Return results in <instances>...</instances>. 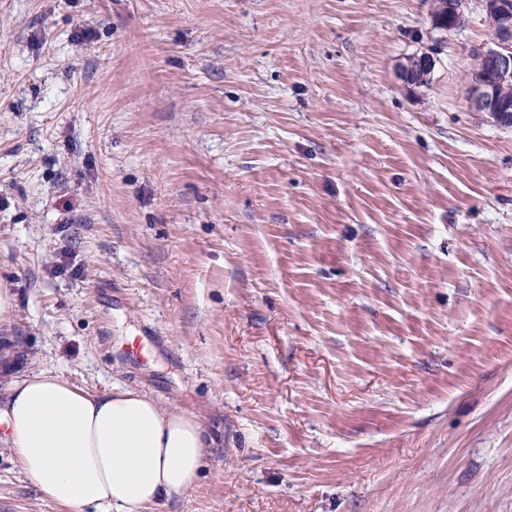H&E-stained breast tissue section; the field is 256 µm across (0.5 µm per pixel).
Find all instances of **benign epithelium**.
<instances>
[{"label":"benign epithelium","instance_id":"obj_1","mask_svg":"<svg viewBox=\"0 0 512 512\" xmlns=\"http://www.w3.org/2000/svg\"><path fill=\"white\" fill-rule=\"evenodd\" d=\"M486 12L494 14L492 46L478 48L474 76L469 79L468 102L472 111L485 112L497 121L509 111L503 102V89L512 86V0H484ZM465 15V0H439L432 13V25L448 31L459 27ZM434 54L425 52L404 67V78L412 79V69L424 73L433 69Z\"/></svg>","mask_w":512,"mask_h":512}]
</instances>
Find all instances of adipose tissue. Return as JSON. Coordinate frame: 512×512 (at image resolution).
Segmentation results:
<instances>
[{
	"instance_id": "1",
	"label": "adipose tissue",
	"mask_w": 512,
	"mask_h": 512,
	"mask_svg": "<svg viewBox=\"0 0 512 512\" xmlns=\"http://www.w3.org/2000/svg\"><path fill=\"white\" fill-rule=\"evenodd\" d=\"M209 444L198 415L119 385L92 394L43 371L0 400V446L75 512H147L198 483Z\"/></svg>"
}]
</instances>
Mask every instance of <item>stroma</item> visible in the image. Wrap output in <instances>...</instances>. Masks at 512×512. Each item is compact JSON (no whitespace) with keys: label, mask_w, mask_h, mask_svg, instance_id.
Listing matches in <instances>:
<instances>
[{"label":"stroma","mask_w":512,"mask_h":512,"mask_svg":"<svg viewBox=\"0 0 512 512\" xmlns=\"http://www.w3.org/2000/svg\"><path fill=\"white\" fill-rule=\"evenodd\" d=\"M433 5L0 0V365L199 415L152 512H512V125ZM0 512L68 510L0 447Z\"/></svg>","instance_id":"1"}]
</instances>
